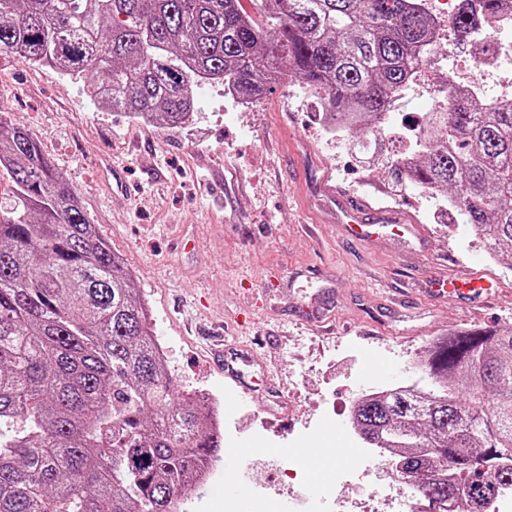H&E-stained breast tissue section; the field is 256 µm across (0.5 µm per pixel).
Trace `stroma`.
I'll return each mask as SVG.
<instances>
[{
    "instance_id": "stroma-1",
    "label": "stroma",
    "mask_w": 512,
    "mask_h": 512,
    "mask_svg": "<svg viewBox=\"0 0 512 512\" xmlns=\"http://www.w3.org/2000/svg\"><path fill=\"white\" fill-rule=\"evenodd\" d=\"M81 86V78L0 57V119L33 135L125 259L177 391L220 396L228 385L185 319L223 323L229 345L251 360V392L226 415L238 439L256 436L266 447L253 482L225 494L237 470L218 460L222 479L185 496L181 512H242L256 491L283 488L280 449L304 434L332 447L351 426L367 366L397 379L429 339L512 327V266L486 264L468 225L436 220V200L394 199L385 171L328 134L317 97L295 78L282 76L247 105L223 86L202 85L198 112L174 128L97 110ZM327 184L363 199L368 214L400 209L425 226L428 245L389 230L373 243L350 241ZM466 270L494 280L491 304L429 293L434 279ZM317 296L328 304L325 331L302 320ZM353 466L347 453L306 467L307 487L336 476L326 512H376V492L398 479L395 467L380 465L359 481Z\"/></svg>"
}]
</instances>
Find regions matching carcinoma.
Wrapping results in <instances>:
<instances>
[{"label": "carcinoma", "instance_id": "carcinoma-1", "mask_svg": "<svg viewBox=\"0 0 512 512\" xmlns=\"http://www.w3.org/2000/svg\"><path fill=\"white\" fill-rule=\"evenodd\" d=\"M458 0L456 42L504 0ZM271 27L241 0H0V55L84 75L96 107L177 127L197 89L254 102L287 71L333 115L355 113L356 147L378 132L413 64L437 43L426 0H262ZM427 113L401 143L396 184L448 192L458 220L496 254L512 250V102L466 93ZM0 512H176L188 476L218 460L222 429L203 402L174 392L132 275L39 143L0 120ZM432 388L362 395L364 439L397 448L417 490L478 512L512 486V328L441 339L426 358ZM456 459L437 479L438 456ZM479 460L481 466L470 461Z\"/></svg>", "mask_w": 512, "mask_h": 512}]
</instances>
